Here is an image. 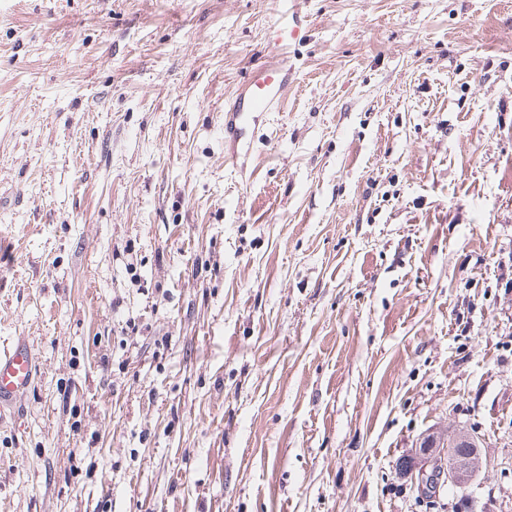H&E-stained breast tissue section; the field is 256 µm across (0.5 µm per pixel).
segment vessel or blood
<instances>
[{
	"instance_id": "vessel-or-blood-1",
	"label": "vessel or blood",
	"mask_w": 512,
	"mask_h": 512,
	"mask_svg": "<svg viewBox=\"0 0 512 512\" xmlns=\"http://www.w3.org/2000/svg\"><path fill=\"white\" fill-rule=\"evenodd\" d=\"M299 18L277 26L269 39L272 60L262 61L242 84L224 109V140L232 157L250 154L252 142L246 131L260 113L279 109L292 83L287 46L299 32ZM36 376V359L27 338L16 337L0 350V415L14 408L17 400L31 388Z\"/></svg>"
}]
</instances>
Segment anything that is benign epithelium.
Masks as SVG:
<instances>
[{
    "label": "benign epithelium",
    "instance_id": "1",
    "mask_svg": "<svg viewBox=\"0 0 512 512\" xmlns=\"http://www.w3.org/2000/svg\"><path fill=\"white\" fill-rule=\"evenodd\" d=\"M463 436L464 433L458 432L441 445L431 437L426 439L421 447L399 462V471L410 477L416 487H433L438 493L449 486H467L477 470L478 454L455 453L454 442Z\"/></svg>",
    "mask_w": 512,
    "mask_h": 512
}]
</instances>
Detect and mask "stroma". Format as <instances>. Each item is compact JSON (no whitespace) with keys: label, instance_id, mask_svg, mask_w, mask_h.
Masks as SVG:
<instances>
[{"label":"stroma","instance_id":"35a3bbf8","mask_svg":"<svg viewBox=\"0 0 512 512\" xmlns=\"http://www.w3.org/2000/svg\"><path fill=\"white\" fill-rule=\"evenodd\" d=\"M0 0V512H512V0ZM298 8H295L290 23L277 26L269 38L272 56L278 62L264 59L249 80L242 84L232 102L224 107V145L229 143L233 165H237L240 155L252 152V142L246 131L256 121L259 113L276 112L283 102L288 87L292 83V70L288 69V41L298 36L301 23ZM36 376V359L30 342L18 336L7 349L0 350V415L15 407L31 388ZM466 432H458L446 443L437 444L432 438L423 436L425 440L422 448H414L412 454L402 459L398 469L403 475L411 478L414 485L420 489H436V497L448 486L463 488L471 481L478 467V454L473 452L469 455L455 453V440L465 437ZM423 492L422 495L427 501L432 498V492Z\"/></svg>","mask_w":512,"mask_h":512}]
</instances>
